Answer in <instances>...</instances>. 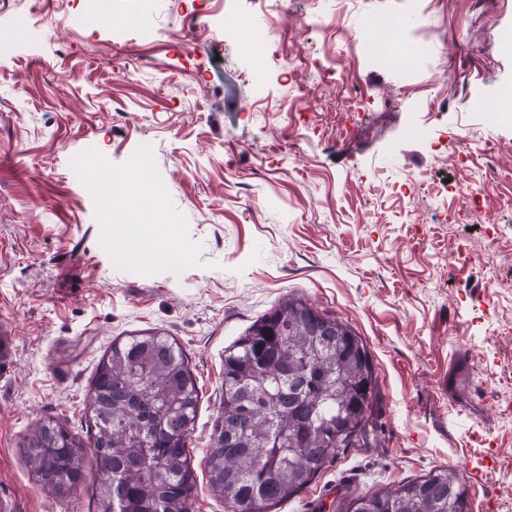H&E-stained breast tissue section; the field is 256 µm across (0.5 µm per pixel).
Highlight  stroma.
<instances>
[{
  "instance_id": "1",
  "label": "stroma",
  "mask_w": 512,
  "mask_h": 512,
  "mask_svg": "<svg viewBox=\"0 0 512 512\" xmlns=\"http://www.w3.org/2000/svg\"><path fill=\"white\" fill-rule=\"evenodd\" d=\"M85 3L0 0V512H96L94 456L60 498L23 442L48 418L88 440L100 359L151 331L199 390L192 512H229L206 467L224 349L291 297L367 345L379 429L273 512L442 466L471 512H512V103L480 107L512 82L489 38L512 0H110L104 28L74 25ZM387 16L400 44L377 63L358 34ZM249 22L265 44L238 39ZM457 134L468 161L433 147ZM143 144L201 245L178 273L117 268L70 166Z\"/></svg>"
}]
</instances>
